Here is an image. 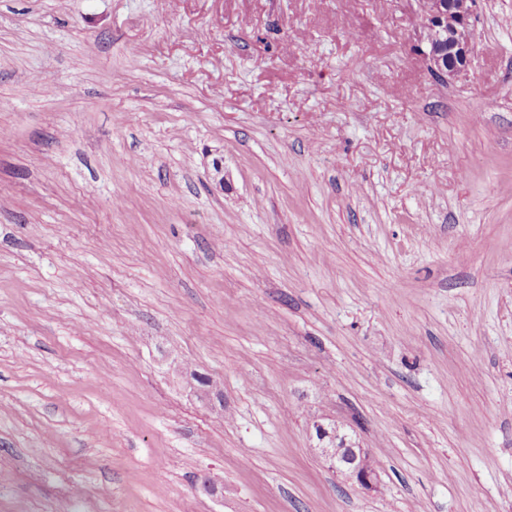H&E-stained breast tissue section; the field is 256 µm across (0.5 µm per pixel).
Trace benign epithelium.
<instances>
[{
	"label": "benign epithelium",
	"mask_w": 512,
	"mask_h": 512,
	"mask_svg": "<svg viewBox=\"0 0 512 512\" xmlns=\"http://www.w3.org/2000/svg\"><path fill=\"white\" fill-rule=\"evenodd\" d=\"M416 52L437 80L450 83L467 69L475 44L471 19L477 0H413ZM317 450L336 471L373 490L378 471L366 449L334 426L314 425Z\"/></svg>",
	"instance_id": "1"
}]
</instances>
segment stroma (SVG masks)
Returning a JSON list of instances; mask_svg holds the SVG:
<instances>
[{"label": "stroma", "instance_id": "obj_1", "mask_svg": "<svg viewBox=\"0 0 512 512\" xmlns=\"http://www.w3.org/2000/svg\"><path fill=\"white\" fill-rule=\"evenodd\" d=\"M473 27L444 84L410 0H0V512H512V0ZM314 428L318 440L316 449L331 468L347 475L365 489L377 488L378 471L365 448L349 439L338 426L328 429L321 424H315Z\"/></svg>", "mask_w": 512, "mask_h": 512}]
</instances>
